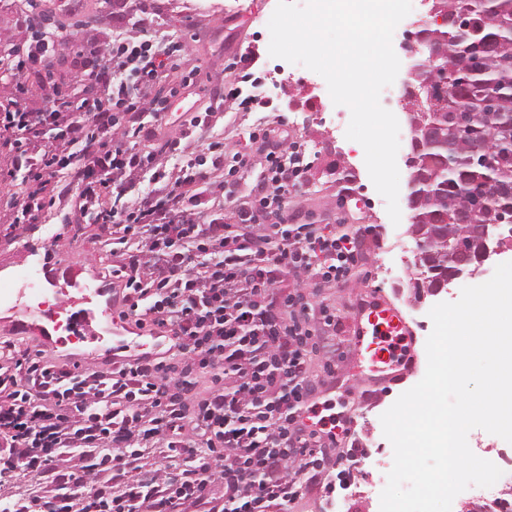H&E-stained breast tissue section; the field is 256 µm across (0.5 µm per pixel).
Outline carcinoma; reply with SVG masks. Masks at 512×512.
<instances>
[{
    "instance_id": "1",
    "label": "carcinoma",
    "mask_w": 512,
    "mask_h": 512,
    "mask_svg": "<svg viewBox=\"0 0 512 512\" xmlns=\"http://www.w3.org/2000/svg\"><path fill=\"white\" fill-rule=\"evenodd\" d=\"M451 18L426 30L441 49L434 68L446 98L425 113L440 138L419 155L420 176L431 181L416 201L415 232L424 243L420 262L430 277L448 270L449 251L461 244L475 254L478 244L454 222L459 209H478L485 223L512 220V0H432Z\"/></svg>"
}]
</instances>
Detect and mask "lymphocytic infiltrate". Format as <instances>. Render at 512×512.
Segmentation results:
<instances>
[{
    "label": "lymphocytic infiltrate",
    "mask_w": 512,
    "mask_h": 512,
    "mask_svg": "<svg viewBox=\"0 0 512 512\" xmlns=\"http://www.w3.org/2000/svg\"><path fill=\"white\" fill-rule=\"evenodd\" d=\"M67 44L48 29L14 46L10 69L21 75ZM77 60L80 111L59 96L46 111L19 105L0 119V147L29 177L8 203L22 214L14 227L25 233L27 218L68 199L110 225L125 315L168 329L182 367L172 373L160 357L76 373L22 355L0 378V444L61 493L67 512H288L321 487L333 437L302 421L314 339L336 326L303 289L343 282L359 237L288 223L310 164L286 130H255L251 150L231 155L211 144L205 166L180 140L152 147L147 120H162L193 82L182 41L118 35L83 44ZM256 162L254 193L239 196L233 177ZM64 170L77 196L59 181ZM144 176L150 190L128 198ZM289 279L296 291L284 289ZM197 372L211 385L190 406ZM158 444L181 465H144Z\"/></svg>",
    "instance_id": "obj_1"
}]
</instances>
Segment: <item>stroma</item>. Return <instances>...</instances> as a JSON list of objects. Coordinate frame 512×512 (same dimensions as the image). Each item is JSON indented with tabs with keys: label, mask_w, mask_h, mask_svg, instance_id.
<instances>
[{
	"label": "stroma",
	"mask_w": 512,
	"mask_h": 512,
	"mask_svg": "<svg viewBox=\"0 0 512 512\" xmlns=\"http://www.w3.org/2000/svg\"><path fill=\"white\" fill-rule=\"evenodd\" d=\"M229 0H80L81 20L73 22L66 12L67 0H44L45 9L54 13L60 26L77 32L79 41L112 39L113 11L125 10V30L130 34L148 33L158 42L175 38L187 40L190 64L196 69L190 90L172 98L162 125L159 139L179 135L178 115L183 109L206 111L213 102L218 86L237 85L241 70L233 60L240 49L258 47L260 71L280 66V59L268 51L270 33L267 21L277 0H240L241 10H228ZM71 52H63L53 60L51 71L33 66L18 78H0V106L19 99L31 112H42L49 106L53 87L68 91L72 105H80L82 95L75 85V67ZM265 97L274 109L270 112H239L232 102H225L216 113L211 126L193 132L188 138L193 154H204L208 144L222 140L234 149L249 146L248 134L254 129L282 118L290 137L306 142L311 150L307 158L312 163L307 187L296 193L289 211L291 218H309L321 224L339 225L343 230L359 231L373 226L371 234L359 239L361 260L351 268L340 285L326 289L323 300L336 313L339 324L334 333L322 336L309 359V380L313 394L311 402L317 417L341 420L346 411L358 410L374 398L392 405L408 388L418 383L410 376L405 383L386 389L365 387L362 368L349 343V326L356 302L369 287L382 289L388 299L404 315L411 317L410 328L415 336L419 369H426V340L432 331L429 311L436 305L430 297L415 303L414 290L406 276L385 282L377 275L378 260L400 263L402 256L416 257V239L411 233L413 212L407 201V189H400L401 220L392 223L385 204L380 201L367 173H354L348 167L350 156L347 142L331 137L334 119L339 110L329 95L327 84L320 75H312L310 83H289L267 86ZM13 213H0V265L13 263L22 267L19 253L22 246H41L51 240L54 253L65 255L85 266L88 273L108 278L112 271L109 235L105 225L85 218L81 223H65L57 209H45L36 224L30 226L24 238H17L11 223ZM356 435H338L332 453L327 457L323 473L335 485L332 498H325L313 489L290 507V512H380L378 499L367 494H354L348 488L349 477L344 471L350 449L359 447Z\"/></svg>",
	"instance_id": "1"
}]
</instances>
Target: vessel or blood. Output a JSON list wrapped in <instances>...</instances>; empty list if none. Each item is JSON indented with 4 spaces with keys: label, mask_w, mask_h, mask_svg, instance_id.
<instances>
[{
    "label": "vessel or blood",
    "mask_w": 512,
    "mask_h": 512,
    "mask_svg": "<svg viewBox=\"0 0 512 512\" xmlns=\"http://www.w3.org/2000/svg\"><path fill=\"white\" fill-rule=\"evenodd\" d=\"M25 261L27 274L14 276L9 285L0 288V308L10 313L14 335H37L46 351L71 341L79 343L78 360L82 363L101 361V352L106 349L116 367L157 356L166 345V333L121 317L109 288L82 280L81 264L48 250L27 251ZM38 282L49 286L52 303L31 304L30 294ZM350 337L357 355L383 364L384 370L374 376V383H397L416 366V356L411 351L402 361L387 359L390 341L408 345L412 337L401 311L379 290H368L366 304L355 311Z\"/></svg>",
    "instance_id": "vessel-or-blood-1"
}]
</instances>
